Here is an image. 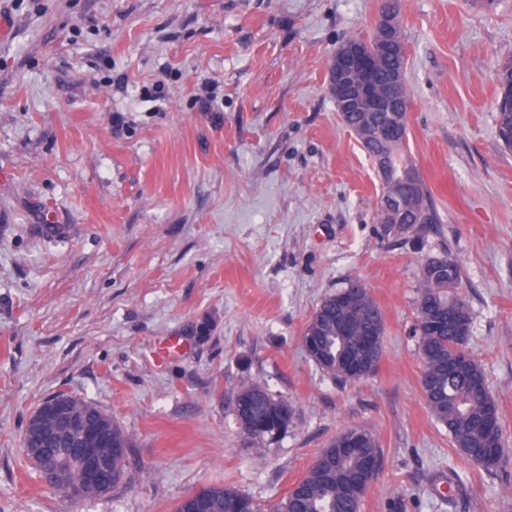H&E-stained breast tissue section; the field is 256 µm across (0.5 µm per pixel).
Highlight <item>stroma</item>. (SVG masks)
<instances>
[{
    "instance_id": "35a3bbf8",
    "label": "stroma",
    "mask_w": 512,
    "mask_h": 512,
    "mask_svg": "<svg viewBox=\"0 0 512 512\" xmlns=\"http://www.w3.org/2000/svg\"><path fill=\"white\" fill-rule=\"evenodd\" d=\"M375 15L376 0H0V512H173L215 483L266 507L351 426L382 450L361 512H512V464L465 460L431 417L412 334L421 260L448 249L512 438V150L495 107L512 0H401L409 153L439 217L420 246L377 223L373 164L327 90ZM354 279L383 311L384 353L342 388L301 336ZM172 336L182 350L160 357ZM252 381L293 408L260 453L231 407ZM59 392L133 439L106 496L74 502L24 454Z\"/></svg>"
}]
</instances>
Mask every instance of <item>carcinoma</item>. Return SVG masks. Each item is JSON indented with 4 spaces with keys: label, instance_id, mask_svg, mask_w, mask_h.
<instances>
[{
    "label": "carcinoma",
    "instance_id": "carcinoma-1",
    "mask_svg": "<svg viewBox=\"0 0 512 512\" xmlns=\"http://www.w3.org/2000/svg\"><path fill=\"white\" fill-rule=\"evenodd\" d=\"M369 43L377 48L375 56L378 91H393L396 112H404L409 105L406 81L398 79L405 67V47L402 28L391 33H370ZM336 110L342 123L349 129L365 128L366 137L359 140L371 160L389 155L395 167L413 164L407 153L408 124L393 141L375 136L374 130L391 125L394 117L389 112H356L336 100ZM393 183L381 187L376 220L386 231H391L395 216L384 206V198L397 190ZM400 221L410 227L427 229L436 223L434 199L425 183L420 181L409 207L400 215ZM462 279L459 260L444 251L424 258L419 271V291L415 300L413 335L417 354L422 364L421 391L425 404L434 419L448 429L452 445L466 460L495 471L507 460V446L501 423L493 424L492 434L487 425L495 400L486 375L467 346L471 335L470 308L457 292ZM352 320L349 334L340 330L338 323L345 317ZM378 336L384 342V316L367 287L357 280L325 295L309 319L301 339L308 358L337 384L355 383L345 358L361 354L362 338ZM54 402L67 415H74L93 428L106 432L104 439L111 443L110 469L101 473L112 487L121 484L129 469V434L97 405L68 393L54 395ZM288 399L272 394L265 384L252 382L235 392L232 411L243 445L259 451L288 431L292 416L281 417L280 408ZM49 416L41 423L29 419L23 434L26 455L39 478L57 491L82 479L81 460L85 452L80 438L69 440L47 434L42 430L53 428ZM353 428L340 431L329 441L309 469L289 489L287 495L270 507L269 512H361L363 498L372 476L365 472L356 456L336 457L342 437ZM205 504L204 512H262L261 507L247 493L219 484L198 491L192 501H180L175 512H191L197 502Z\"/></svg>",
    "mask_w": 512,
    "mask_h": 512
}]
</instances>
